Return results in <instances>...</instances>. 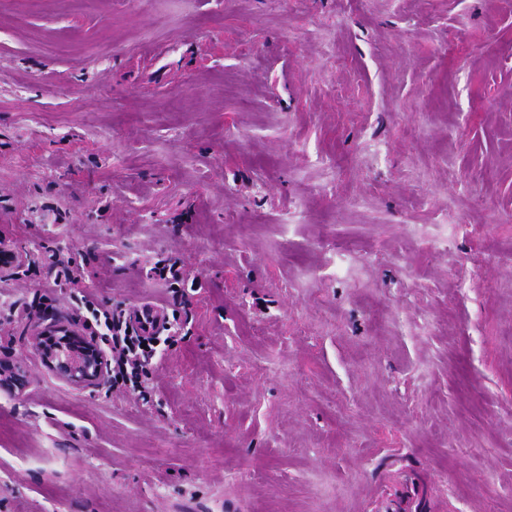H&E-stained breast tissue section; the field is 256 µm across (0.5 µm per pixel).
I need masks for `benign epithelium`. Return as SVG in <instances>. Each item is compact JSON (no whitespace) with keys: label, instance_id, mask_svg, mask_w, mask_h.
<instances>
[{"label":"benign epithelium","instance_id":"1","mask_svg":"<svg viewBox=\"0 0 512 512\" xmlns=\"http://www.w3.org/2000/svg\"><path fill=\"white\" fill-rule=\"evenodd\" d=\"M32 346L41 353L56 378L79 390H97L109 372V355L98 331L76 314L30 326Z\"/></svg>","mask_w":512,"mask_h":512}]
</instances>
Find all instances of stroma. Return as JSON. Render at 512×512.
I'll return each mask as SVG.
<instances>
[{
  "label": "stroma",
  "instance_id": "1",
  "mask_svg": "<svg viewBox=\"0 0 512 512\" xmlns=\"http://www.w3.org/2000/svg\"><path fill=\"white\" fill-rule=\"evenodd\" d=\"M0 238V512H512V0H0ZM87 304L94 319L98 322L102 317L105 327L111 332L113 378L126 379L129 375L136 377L141 358H146L148 355L146 346L142 348V345H145L146 341H151L153 336H139L136 330L137 334L133 335L128 332L127 328L123 330L122 334V325L119 321L116 322L111 311L102 309L90 301ZM129 317L132 323L146 335L162 324L161 308L152 302L133 307ZM32 346L41 353L56 378L79 390H98L109 372V355L101 347L98 331L76 314L59 316L30 326ZM48 337L53 343L44 344Z\"/></svg>",
  "mask_w": 512,
  "mask_h": 512
}]
</instances>
